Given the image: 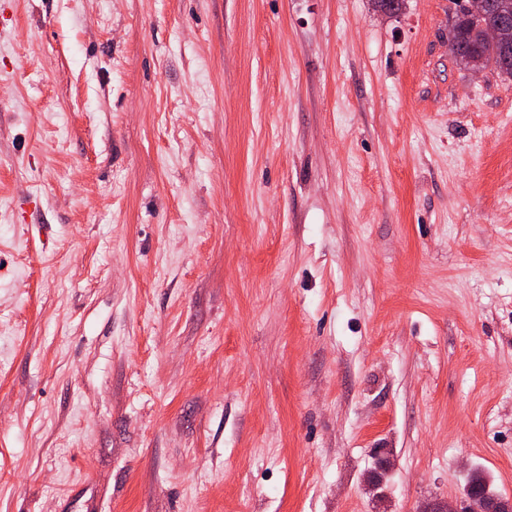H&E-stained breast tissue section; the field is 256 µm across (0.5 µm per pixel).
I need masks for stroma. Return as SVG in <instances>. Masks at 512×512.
Listing matches in <instances>:
<instances>
[{
	"mask_svg": "<svg viewBox=\"0 0 512 512\" xmlns=\"http://www.w3.org/2000/svg\"><path fill=\"white\" fill-rule=\"evenodd\" d=\"M450 22L0 0V512L512 498V80ZM465 488H469L471 492L474 491L489 504L493 503L498 498H502L499 494L492 490L486 477L477 469L470 471V473L467 475L463 489Z\"/></svg>",
	"mask_w": 512,
	"mask_h": 512,
	"instance_id": "obj_1",
	"label": "stroma"
}]
</instances>
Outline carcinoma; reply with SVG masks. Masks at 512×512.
<instances>
[{
    "label": "carcinoma",
    "instance_id": "carcinoma-1",
    "mask_svg": "<svg viewBox=\"0 0 512 512\" xmlns=\"http://www.w3.org/2000/svg\"><path fill=\"white\" fill-rule=\"evenodd\" d=\"M482 22L500 25L504 40L497 44L482 41L477 34V27ZM450 35L456 44L452 55L465 67L478 63L485 68L494 69L505 78L512 77V3L503 8L494 6L480 21L465 14L453 13ZM465 487L489 503L500 498L483 473L477 469L467 475Z\"/></svg>",
    "mask_w": 512,
    "mask_h": 512
}]
</instances>
